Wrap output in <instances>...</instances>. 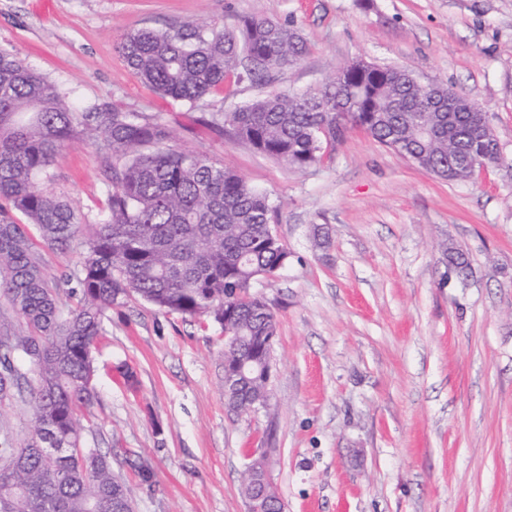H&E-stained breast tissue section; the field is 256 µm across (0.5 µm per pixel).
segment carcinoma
<instances>
[{"mask_svg": "<svg viewBox=\"0 0 512 512\" xmlns=\"http://www.w3.org/2000/svg\"><path fill=\"white\" fill-rule=\"evenodd\" d=\"M298 26L248 17L233 29L191 23L124 34L117 51L144 84L194 109L227 84L269 86L306 51ZM320 89L269 90L206 124L297 170L319 165L345 133L361 130L442 180L464 181L499 163L482 113L447 84H421L406 68L362 59ZM97 147L112 186L105 217L89 225L77 281L80 299L62 302L42 251L63 250L83 222L42 180L75 138ZM168 123L118 104L77 112L16 53L0 49V299L18 326L0 323V370L32 412L17 442L0 419V512H133L111 456L81 444V412L97 401L92 349L112 307L138 296L158 309L229 325L233 359L261 352L276 316L242 298L288 253L273 238L269 195L207 156L171 145ZM26 222L18 221V216ZM444 255L458 274L463 252ZM232 315L224 318V298ZM24 360L30 369L20 368ZM265 398L263 376H246V408Z\"/></svg>", "mask_w": 512, "mask_h": 512, "instance_id": "cac0c4a2", "label": "carcinoma"}]
</instances>
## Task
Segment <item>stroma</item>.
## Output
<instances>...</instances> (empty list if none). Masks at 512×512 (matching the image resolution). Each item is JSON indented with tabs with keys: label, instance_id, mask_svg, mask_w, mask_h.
I'll use <instances>...</instances> for the list:
<instances>
[{
	"label": "stroma",
	"instance_id": "1",
	"mask_svg": "<svg viewBox=\"0 0 512 512\" xmlns=\"http://www.w3.org/2000/svg\"><path fill=\"white\" fill-rule=\"evenodd\" d=\"M245 17L294 21L306 39L274 89H318L356 56L406 67L480 105L504 163L448 182L351 132L324 164L295 170L199 122L260 88L233 85L192 110L153 92L116 50L131 30L231 29ZM0 47L70 106L117 103L167 121L174 144L237 171L278 208L288 261L256 288L278 321L268 409L225 407L220 326L138 298L104 321L83 440L113 451L135 512H247L255 448L284 512H512V0H0ZM44 187L87 224L103 220L112 190L78 139ZM447 244L470 277L444 261ZM83 252L78 239L44 253L70 304ZM140 459L152 486L131 466Z\"/></svg>",
	"mask_w": 512,
	"mask_h": 512
}]
</instances>
